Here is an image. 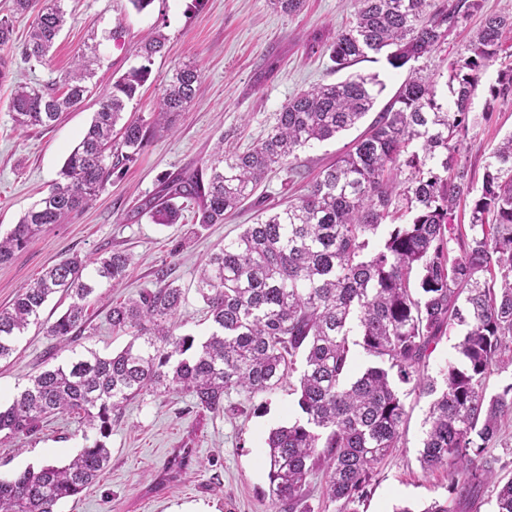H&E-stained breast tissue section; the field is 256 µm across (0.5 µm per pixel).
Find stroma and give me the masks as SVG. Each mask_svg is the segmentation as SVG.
<instances>
[{"instance_id": "stroma-1", "label": "stroma", "mask_w": 512, "mask_h": 512, "mask_svg": "<svg viewBox=\"0 0 512 512\" xmlns=\"http://www.w3.org/2000/svg\"><path fill=\"white\" fill-rule=\"evenodd\" d=\"M64 8L67 23L46 60L15 61L10 79L0 83L1 234L48 191L113 81L138 65L134 49L142 40L157 30L168 38L164 54L154 57L148 80L128 103L126 117L153 120L162 84L178 63L196 61L202 79L195 102L176 119L173 130L152 138L92 206L45 228L10 263L0 265L1 308L45 268L66 257L92 258L110 250L132 257L123 285L101 287L92 297L89 328L72 348L52 351L53 341L43 329L44 322L66 311L68 299L56 294L46 302L41 324L30 326L16 340L12 355L0 360V397L5 399L22 390L30 376L66 362L72 353L92 349L108 356L120 351L129 338L113 335L106 321L108 309L140 289L156 287L163 267L170 271L169 281L185 294L179 313L182 333L204 341L211 320L195 290L196 270L214 248L256 222L257 207L245 206L224 223L204 226L196 224L190 203L184 204L175 224L134 218L136 207L157 191L163 175L200 164L216 143L243 151L265 138L282 105L296 93L351 75H374L384 86L375 102L380 110L406 77L405 70L392 69L382 53L335 70L329 47L352 19L350 0H306L295 14L275 9L272 0H203L199 5L193 0H153L141 12L129 0H64ZM482 16L472 17L466 30L450 35L439 50L416 61L439 93L447 91L449 61L464 48ZM114 30L120 31V41L110 40ZM95 41L101 59L82 107L64 114L49 129L17 128L9 110L15 86L57 82L75 54ZM369 125L362 120L335 138L299 150L300 178L290 179L282 169L269 173L257 192L261 202L287 201ZM511 133V103L496 104L490 121L470 130L466 158L474 190L482 188L492 150ZM405 403L409 419L403 445L377 467L372 494L360 512H392L398 505L421 512L430 502L449 496L446 472H424L418 461L429 400L411 395ZM294 415L284 388L264 403L230 394L219 414L198 408L181 393L132 401L109 439L111 458L99 479L79 496L60 502L57 512H268L261 442ZM83 444L77 417H50L23 439L0 440V477L64 464Z\"/></svg>"}]
</instances>
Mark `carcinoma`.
Segmentation results:
<instances>
[{"mask_svg":"<svg viewBox=\"0 0 512 512\" xmlns=\"http://www.w3.org/2000/svg\"><path fill=\"white\" fill-rule=\"evenodd\" d=\"M34 14L21 50L42 62L65 24L63 0H14ZM351 25L330 46L341 70L371 52L387 51L398 70L436 51L482 9V0H351ZM512 35V5L485 17L464 54L448 63L450 93L442 102L432 82L409 67L408 76L368 131L318 179L280 208L214 250L199 266L196 291L208 307L212 332L203 341L179 332L182 290L171 283L144 288L112 305V331L131 336L118 353L88 349L30 378L0 406V434L18 438L56 414H74L85 445L67 464H46L0 479V512H56L57 505L94 483L108 464L107 440L124 407L146 395L184 392L218 414L224 397L252 401L277 392L302 367L293 388L301 417L264 439L269 512H313L310 478L321 471L325 495L339 512H359L371 494L376 466L400 447L407 421L404 397L431 398L419 462L426 472L448 471V492L471 499L495 488L496 512H512V478H497L489 446L512 416V382L487 394L486 381L512 366V134L493 149L481 192L464 156L477 116L472 99ZM166 37L159 33L136 51L142 64L112 84L92 123L70 152L48 192L0 236V264L50 224L89 208L115 167L130 162L156 131L195 100L201 73L185 61L164 81L149 125L114 130L128 101L150 75ZM98 44L52 86L19 85L9 102L22 129L51 127L89 92ZM374 77L351 76L289 98L276 125L243 152L219 140L199 165L160 180L158 192L136 208L157 224H175L174 200L197 206L196 223L222 224L251 200L277 167L293 170L297 151L353 128L374 107ZM491 101L512 102V66L497 71ZM472 199L468 231L454 224L461 202ZM384 240H370L380 227ZM460 254H455V249ZM130 256L111 250L92 259L67 257L46 269L0 308V360L55 293L70 298L46 335L66 347L87 329V305L101 285L128 276ZM458 325L465 334L458 359L425 374L441 337ZM372 359L349 380L352 347Z\"/></svg>","mask_w":512,"mask_h":512,"instance_id":"1","label":"carcinoma"}]
</instances>
